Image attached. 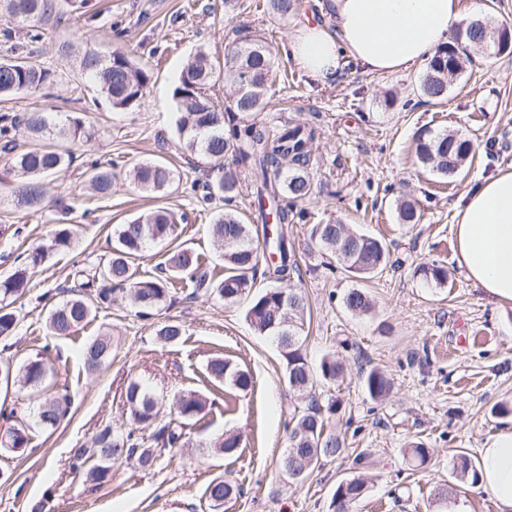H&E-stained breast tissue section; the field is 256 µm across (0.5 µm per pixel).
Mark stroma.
I'll return each mask as SVG.
<instances>
[{"label":"stroma","instance_id":"35a3bbf8","mask_svg":"<svg viewBox=\"0 0 512 512\" xmlns=\"http://www.w3.org/2000/svg\"><path fill=\"white\" fill-rule=\"evenodd\" d=\"M257 0H89V15L60 6L41 26L43 37L30 42L29 61L54 74L50 89L10 102L14 112H81L94 131L70 142L73 164L44 179V200L18 205L0 184V277L56 230L72 233L69 249L50 252L29 267L28 285L13 305L17 326L0 339V358L21 367L45 353L58 391L72 406L59 428L36 433L24 454L0 447V512H333V493L351 473L352 458L367 453L373 465L363 471L368 493L352 512H436L435 487H455L468 512H500L496 500L453 470L456 451L478 459L497 429L512 425V305H500L472 283L454 256L453 224L460 201L480 180L512 165V53L471 50L464 73L448 89L443 104L423 102L418 93L424 67L390 75L344 67L332 86L319 87L297 66L288 41L296 17L279 19L256 7ZM259 35L272 50L271 103L259 119L275 126L293 121L317 127L312 150L319 160L314 193L298 204L288 226L275 220L255 224L252 174L227 160L241 182L231 201L202 206L191 184L216 181L199 156L185 154L176 136L172 90L192 57L201 50L223 56L240 33ZM76 51L121 49L151 68L153 76L141 107L114 110L74 61L57 53L60 44ZM431 130L454 131L472 141L475 155L463 174L448 182L416 161V139ZM162 158L180 177L166 192H138L126 177L136 164ZM117 163L112 193L100 197L86 175L92 164ZM418 202L416 224L397 221L396 203L405 195ZM70 206L61 212L58 201ZM165 207L180 222L178 242L214 262L212 217L238 213L255 224L259 237L286 234L299 270L288 279L308 296L311 319L305 352L311 364L329 353L343 363V378L317 382L311 393L290 391L276 343L255 335L244 304H222L188 296L176 288L155 315L137 316L124 296L101 304L95 318L65 338L49 335L48 309L72 286L76 266L110 256L115 225ZM340 221L387 243L388 266L361 280L342 268H329L309 240L315 224ZM446 267L448 279L436 284L422 268ZM365 288L375 300L364 316L348 313L344 293ZM184 325L175 343L155 338L158 323ZM110 334L112 357L87 372L82 347ZM221 356L250 373L241 392L207 382V360ZM383 370L392 390L372 399L364 375ZM139 381L164 399L199 391L209 402L206 415L187 427L184 444L163 449L145 469L136 462L113 461L107 478L88 481L77 455L90 447L105 426L129 424L125 389ZM330 408L329 428L344 441L345 457L323 462L304 483L288 481L278 469L288 422L310 401ZM232 432L240 444L234 454L213 452L217 435ZM420 442L430 450L416 467L402 450ZM217 477L232 479L236 495L213 510L205 495Z\"/></svg>","mask_w":512,"mask_h":512}]
</instances>
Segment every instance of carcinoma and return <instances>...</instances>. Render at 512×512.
<instances>
[{"mask_svg": "<svg viewBox=\"0 0 512 512\" xmlns=\"http://www.w3.org/2000/svg\"><path fill=\"white\" fill-rule=\"evenodd\" d=\"M274 14L287 18L298 8L297 0H269ZM56 10V0H0V15L18 23L30 39L41 38V24ZM501 30L485 19L475 18L455 35V44L445 45L434 53L427 63L420 83V96L430 104H440L448 96L450 82L459 77L469 58V46L496 47ZM11 55L0 58V97H24L53 85L54 75L47 69L27 60L20 45H10ZM79 68L99 81L102 94L116 110H127L140 105L152 79V71L114 50L103 56L89 50L76 58ZM272 54L269 46L259 38L241 35L219 60L205 51L198 52L180 74L173 89L172 100L177 118V133L181 149L198 155L211 169L224 168L228 157H236L259 171L262 182L257 189L259 209L269 199H282L286 206L280 209V219H288V210L312 194L311 171L317 160L312 144L317 138L316 127L306 123L289 122L271 127L257 120L268 104ZM229 87L225 102L213 100L210 91L218 84ZM22 132L29 144L22 148L16 143V133ZM81 137H90L82 114L75 112L55 118L46 112L0 113V150L9 155L3 169L6 182L17 177L12 193L18 202L29 206L41 203L43 190L37 182L58 172L71 163L66 144ZM473 150V143L454 133L426 132L416 143L418 161L442 178L455 176L465 165ZM116 173L110 168L95 167L88 173L95 192L107 196L112 191ZM134 187L142 192L158 194L176 179L175 170L166 163L153 160L137 164L129 173ZM203 199L230 198L237 191L232 175L202 186ZM397 220L401 224H415L421 213L414 202L402 200L396 205ZM214 242L217 256L224 264V273L218 275L202 260L194 249L184 243L172 246L160 254L156 264L158 274L142 277L135 264L137 257L151 241L175 237L177 217L166 208H158L140 215L112 231V256L102 265L74 272L77 285L71 297L52 308L47 316V327L56 338H64L79 330L94 318V300L102 303L116 291L128 295L138 314L150 316L165 303L175 279H185L191 295H205L224 303H246L245 318L253 332L274 339L284 362L288 385L299 391L314 386L317 379L332 382L343 373L342 364L334 355L323 357L313 367L303 352L304 332L310 318L306 296L299 288H265L255 290L256 271L260 262L259 244L251 225L244 224L233 213L224 211L214 217ZM311 239L319 250L334 259L346 271L360 279H368L383 271L390 257L387 245L380 239L359 232H351L340 222L315 224ZM72 233L64 228L56 231L51 244L28 255L33 265L41 262L50 251L70 248ZM279 263L272 269L277 277L289 276L298 270L297 261L288 253L284 235L271 245ZM26 269L15 270L0 279V336L12 335L16 316L9 307L27 287ZM343 306L357 316L367 315L374 308L370 294L363 288H351L343 297ZM183 326L176 321L157 325L155 336L163 343H174L183 335ZM112 340L103 334L88 343L83 351L84 366L89 371L99 370L111 357ZM23 386L46 392L39 405L37 425L44 430L58 427L66 418L71 399L68 394L49 388L52 373L42 357L29 360L20 368ZM208 379L217 384L247 389L250 375L222 357L211 358L206 366ZM367 393L374 399L385 397L392 388L388 376L379 370L365 375ZM131 424L124 429L107 425L95 436L92 448L83 450L77 458L88 466L87 475L93 481L104 479L112 461L134 458L144 467L156 461L154 446L173 447L185 438V427L202 419L206 400L196 391L188 390L177 396L170 406L169 419H159V399L137 381L129 383L126 393ZM14 419L5 432L6 446L15 453H24L32 443L33 426L28 411L10 412ZM151 430L146 435L144 431ZM239 437L233 433L219 435L213 442L215 452L231 454L238 448ZM404 456L422 466L429 450L422 443L401 449ZM344 453L343 443L336 434L327 431V419L318 404L292 417L288 431L287 448L278 466L289 480L299 483L310 477L321 462L336 459ZM454 470L464 479L476 484L477 467L464 451L455 455ZM237 492V487L226 478L212 480L206 495L212 506L218 507ZM367 492L365 481L358 476L340 480L333 503L336 509L348 510Z\"/></svg>", "mask_w": 512, "mask_h": 512, "instance_id": "obj_1", "label": "carcinoma"}]
</instances>
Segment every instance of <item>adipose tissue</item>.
I'll return each instance as SVG.
<instances>
[{"instance_id": "ef3b65f1", "label": "adipose tissue", "mask_w": 512, "mask_h": 512, "mask_svg": "<svg viewBox=\"0 0 512 512\" xmlns=\"http://www.w3.org/2000/svg\"><path fill=\"white\" fill-rule=\"evenodd\" d=\"M332 28L300 20L289 40L297 65L327 84L345 64L386 75L409 70L447 45L463 21L460 0H331ZM455 256L479 288L512 304V167L465 196L453 226ZM479 484L512 512V426L490 435L480 452Z\"/></svg>"}]
</instances>
